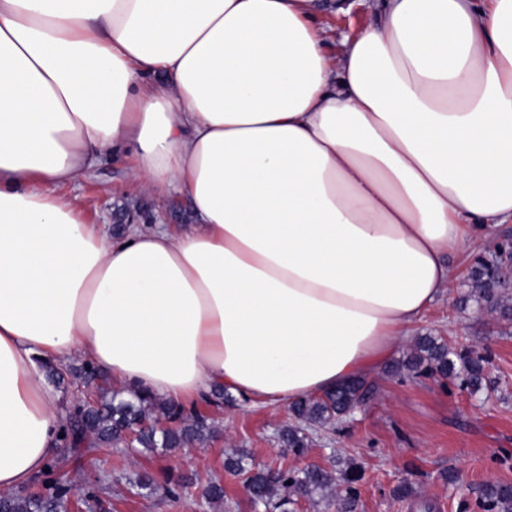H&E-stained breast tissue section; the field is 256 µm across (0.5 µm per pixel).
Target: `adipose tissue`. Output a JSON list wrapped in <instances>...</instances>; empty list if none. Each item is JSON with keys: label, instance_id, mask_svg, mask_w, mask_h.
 <instances>
[{"label": "adipose tissue", "instance_id": "obj_1", "mask_svg": "<svg viewBox=\"0 0 512 512\" xmlns=\"http://www.w3.org/2000/svg\"><path fill=\"white\" fill-rule=\"evenodd\" d=\"M375 14L335 56L314 0H0V490L66 422L41 364L315 398L379 373L512 222V0ZM124 152L193 224L113 236L58 194Z\"/></svg>", "mask_w": 512, "mask_h": 512}]
</instances>
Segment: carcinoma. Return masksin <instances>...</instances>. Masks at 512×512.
Masks as SVG:
<instances>
[{
  "label": "carcinoma",
  "mask_w": 512,
  "mask_h": 512,
  "mask_svg": "<svg viewBox=\"0 0 512 512\" xmlns=\"http://www.w3.org/2000/svg\"><path fill=\"white\" fill-rule=\"evenodd\" d=\"M470 300L484 303L502 314L512 313V292L492 284L486 272L473 270L468 291L461 302ZM489 356L472 348L455 349L434 336H418L405 360L390 365L407 374L459 379L473 393H479L491 384L487 375ZM89 386L93 400L75 407L63 430L65 446L75 453L90 448L118 447L137 444L141 448H187L204 444L216 431L214 423L171 402L151 397L124 396L120 389L101 376L91 364L76 369ZM376 392L374 383L358 380L327 393L322 397L289 404L291 424L279 432L280 442L295 454L307 448V428L323 426L336 419L349 416L371 401ZM177 422L179 426L164 427L162 422ZM245 457L230 456L224 468L234 474L246 472L245 488L255 504H261L274 512H295L298 498L325 497L336 492L337 512H356L358 506L357 485L362 480L359 466H346L329 471L310 465L301 469L246 468ZM49 491L5 495L0 498V512H63L66 508L67 489L58 482L48 483ZM482 512H512V486L491 482L487 484L479 500Z\"/></svg>",
  "instance_id": "carcinoma-1"
}]
</instances>
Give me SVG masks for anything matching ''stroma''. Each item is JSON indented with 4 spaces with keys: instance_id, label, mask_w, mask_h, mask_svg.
<instances>
[{
    "instance_id": "obj_1",
    "label": "stroma",
    "mask_w": 512,
    "mask_h": 512,
    "mask_svg": "<svg viewBox=\"0 0 512 512\" xmlns=\"http://www.w3.org/2000/svg\"><path fill=\"white\" fill-rule=\"evenodd\" d=\"M314 5L337 37L328 46L332 53L340 39L355 37L373 20L372 0H314ZM130 166L129 158L105 157L89 178L61 192L77 200L87 223L111 231L132 220L164 224L174 232L194 223L184 195L142 192ZM501 244L512 245V223L497 225L486 241L460 256L452 298L430 307L393 354L394 360L405 359L411 338L426 335L459 348L487 349L488 390L474 395L458 381L382 370L374 380V399L352 416L314 431L301 459L277 441L289 423L286 406L201 401L195 411L217 428L205 444L155 454L120 446L77 455L62 446L51 459L53 478L61 480L69 498L88 500L107 512H265L247 495L243 477L225 470L228 456L246 454L253 468L295 467L304 459L331 469L342 459L363 472L359 512H482L478 502L485 485L512 482V316L473 304L460 309L457 297L478 256ZM145 473L162 485L180 484L179 496L138 494L128 482ZM216 478L224 485V499L210 503L202 492ZM403 481L414 493L400 501L392 490Z\"/></svg>"
}]
</instances>
